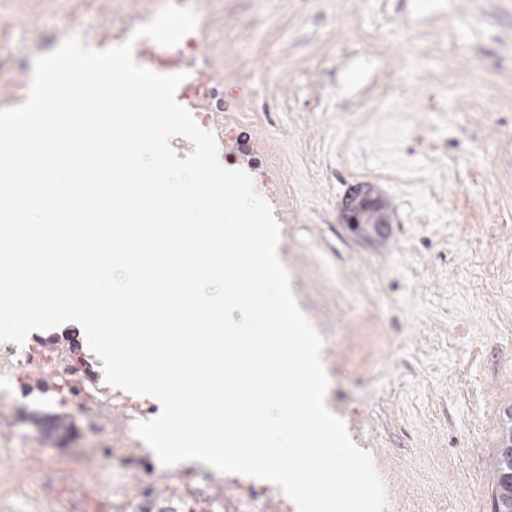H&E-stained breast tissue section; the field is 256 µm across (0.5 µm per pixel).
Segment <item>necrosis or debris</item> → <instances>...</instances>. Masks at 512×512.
I'll return each instance as SVG.
<instances>
[{
  "mask_svg": "<svg viewBox=\"0 0 512 512\" xmlns=\"http://www.w3.org/2000/svg\"><path fill=\"white\" fill-rule=\"evenodd\" d=\"M199 34L190 32L171 55L153 61L147 49L141 60H152L153 72L185 73L176 91L180 101L211 98L214 84L208 69L184 72L196 56ZM26 366L56 375L65 406L84 422L83 439L100 448L96 464H77L66 473L64 488L46 491L41 473L12 460L0 473V502H30L33 512H297L294 502L275 484L236 473H224L197 462L165 465L134 432L139 421L153 419L158 406L121 389L100 385L90 370L32 344L0 343V421H15L23 404L14 394L16 371Z\"/></svg>",
  "mask_w": 512,
  "mask_h": 512,
  "instance_id": "4bbe7bcc",
  "label": "necrosis or debris"
}]
</instances>
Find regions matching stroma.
Returning <instances> with one entry per match:
<instances>
[{"instance_id":"obj_1","label":"stroma","mask_w":512,"mask_h":512,"mask_svg":"<svg viewBox=\"0 0 512 512\" xmlns=\"http://www.w3.org/2000/svg\"><path fill=\"white\" fill-rule=\"evenodd\" d=\"M0 0V110L38 37L115 28L70 20L71 0ZM199 62L225 93L239 156L280 218L277 254L322 338L325 404L367 452L384 512H493L491 457L512 404V0H197ZM388 205L390 234L340 222L351 187ZM96 361L74 322L34 331ZM52 382L20 373L22 452L81 445L80 421L45 411Z\"/></svg>"}]
</instances>
